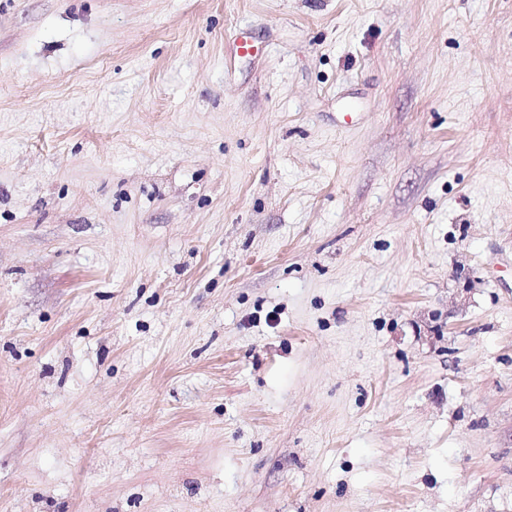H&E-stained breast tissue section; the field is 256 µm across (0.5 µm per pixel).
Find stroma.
<instances>
[{"label":"stroma","instance_id":"35a3bbf8","mask_svg":"<svg viewBox=\"0 0 512 512\" xmlns=\"http://www.w3.org/2000/svg\"><path fill=\"white\" fill-rule=\"evenodd\" d=\"M0 512H512V0H0Z\"/></svg>","mask_w":512,"mask_h":512}]
</instances>
